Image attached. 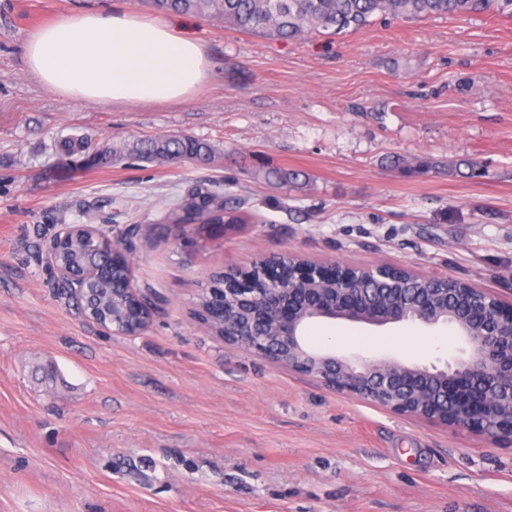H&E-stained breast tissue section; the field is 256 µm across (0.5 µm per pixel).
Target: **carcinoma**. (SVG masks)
I'll use <instances>...</instances> for the list:
<instances>
[{
	"instance_id": "1",
	"label": "carcinoma",
	"mask_w": 512,
	"mask_h": 512,
	"mask_svg": "<svg viewBox=\"0 0 512 512\" xmlns=\"http://www.w3.org/2000/svg\"><path fill=\"white\" fill-rule=\"evenodd\" d=\"M162 13L192 14L216 21L243 33H264L284 40L308 34L335 36L357 31L371 25L376 18L421 19L437 16L463 17L474 13L495 11L512 17V0H147ZM57 151L67 157L83 156L86 164H104L112 159L109 153H86L83 139L67 138L58 142ZM129 157L149 164L189 161L207 167L217 155L212 143L188 134L164 135L136 142L128 149ZM263 178L275 185H302L303 173L297 170L269 169ZM170 224H239L238 207L224 199V192L196 186L176 200L165 212ZM56 263L70 271H81L90 265L104 269L92 288V308L107 311L105 318L116 334L127 333L138 319L136 313L112 316V301L123 296L126 268L103 261L95 240L78 235L70 239L64 250L55 256ZM195 312L204 321L218 326L212 315L224 308V277H212L211 289L197 296Z\"/></svg>"
}]
</instances>
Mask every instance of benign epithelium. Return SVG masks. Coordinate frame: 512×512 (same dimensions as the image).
Listing matches in <instances>:
<instances>
[{"mask_svg":"<svg viewBox=\"0 0 512 512\" xmlns=\"http://www.w3.org/2000/svg\"><path fill=\"white\" fill-rule=\"evenodd\" d=\"M72 233L94 236L112 264L131 262L129 245L84 226L64 228L53 244ZM284 252L247 272L224 270V342L309 376L338 394L368 400L394 413L462 427L491 442L512 444V307L481 288L397 287L406 273L426 282L448 281L387 265H345L297 257L286 269ZM76 313H85L94 272L58 270ZM377 276L395 284L372 297L363 281ZM148 328L162 301L158 293L132 290ZM314 319L373 326L406 323L449 326L463 343L461 356L445 367L406 364L394 357L363 359L311 347L304 328Z\"/></svg>","mask_w":512,"mask_h":512,"instance_id":"benign-epithelium-1","label":"benign epithelium"}]
</instances>
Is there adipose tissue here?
Segmentation results:
<instances>
[{"label":"adipose tissue","mask_w":512,"mask_h":512,"mask_svg":"<svg viewBox=\"0 0 512 512\" xmlns=\"http://www.w3.org/2000/svg\"><path fill=\"white\" fill-rule=\"evenodd\" d=\"M24 58L47 88L99 103L176 102L209 76L202 45L134 12L60 17L29 36Z\"/></svg>","instance_id":"1"}]
</instances>
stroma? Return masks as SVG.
<instances>
[{"instance_id":"stroma-1","label":"stroma","mask_w":512,"mask_h":512,"mask_svg":"<svg viewBox=\"0 0 512 512\" xmlns=\"http://www.w3.org/2000/svg\"><path fill=\"white\" fill-rule=\"evenodd\" d=\"M146 0H0V512H512V446L392 413L225 343L200 325L212 274L277 253L442 273L512 304V18L374 21L335 38L247 34L196 16L210 78L178 102L101 104L46 88L23 47L84 12ZM187 133L207 167L92 150ZM480 161L479 176L448 172ZM438 170L419 174L420 161ZM311 177L301 190L255 178ZM244 198L234 228L166 224L194 184ZM122 240L133 284L165 302L136 336L72 310L47 262L67 225ZM307 341L370 359L444 365L447 327L316 321ZM56 149L57 151L63 155V156H67V157H72L73 155L75 154H79L80 156H84V158L82 159V161L85 163V164H104V163H108L111 161L112 159V155L111 153H94V154H89V152H87V155L86 154V143L85 141L83 140V138H67V139H63V140H60L56 146ZM262 175L263 178L269 183L281 186L288 187L291 185H303L306 183L305 175L297 170H287V169H269L263 172H258V176ZM303 177V181L300 179Z\"/></svg>"}]
</instances>
